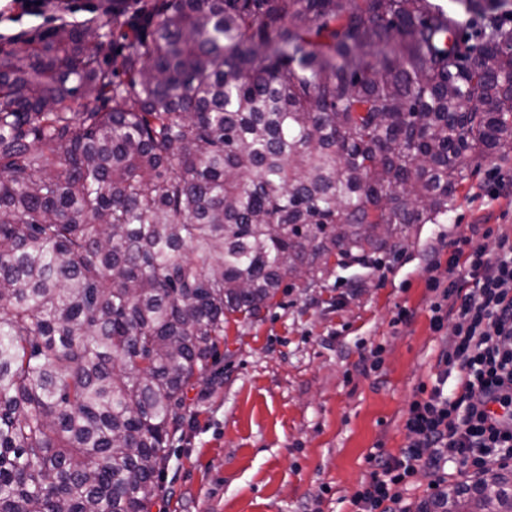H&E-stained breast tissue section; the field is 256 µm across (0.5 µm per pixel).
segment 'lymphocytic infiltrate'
Listing matches in <instances>:
<instances>
[{
  "instance_id": "obj_1",
  "label": "lymphocytic infiltrate",
  "mask_w": 512,
  "mask_h": 512,
  "mask_svg": "<svg viewBox=\"0 0 512 512\" xmlns=\"http://www.w3.org/2000/svg\"><path fill=\"white\" fill-rule=\"evenodd\" d=\"M428 286L431 326L443 343L437 373L409 406L399 455L370 454L372 470L351 512H411L406 496L418 471L441 486L449 464L479 468L512 451V239L500 237L497 253L474 250L464 263H449L447 282L432 277Z\"/></svg>"
}]
</instances>
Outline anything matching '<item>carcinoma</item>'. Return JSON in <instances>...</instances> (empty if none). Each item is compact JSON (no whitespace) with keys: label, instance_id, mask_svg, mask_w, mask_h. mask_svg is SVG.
<instances>
[{"label":"carcinoma","instance_id":"obj_1","mask_svg":"<svg viewBox=\"0 0 512 512\" xmlns=\"http://www.w3.org/2000/svg\"><path fill=\"white\" fill-rule=\"evenodd\" d=\"M454 2L152 0L0 44V512H149L231 316L512 160L504 0Z\"/></svg>","mask_w":512,"mask_h":512}]
</instances>
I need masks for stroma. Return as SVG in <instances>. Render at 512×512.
<instances>
[{
    "label": "stroma",
    "instance_id": "stroma-1",
    "mask_svg": "<svg viewBox=\"0 0 512 512\" xmlns=\"http://www.w3.org/2000/svg\"><path fill=\"white\" fill-rule=\"evenodd\" d=\"M107 16L102 0L38 15L9 10L0 43ZM504 234L512 237V162L485 163L447 215L404 225L396 247L361 263L336 254L315 277H285L259 318L226 324L217 363L187 394L166 497L150 512H350L370 453L404 448L409 405L436 372L429 278L447 281L453 241L491 251Z\"/></svg>",
    "mask_w": 512,
    "mask_h": 512
}]
</instances>
